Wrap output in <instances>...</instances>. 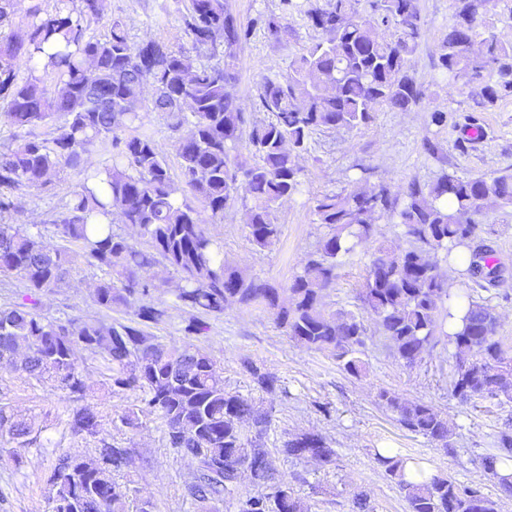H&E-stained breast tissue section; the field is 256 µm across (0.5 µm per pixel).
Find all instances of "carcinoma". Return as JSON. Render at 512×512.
<instances>
[{"mask_svg": "<svg viewBox=\"0 0 512 512\" xmlns=\"http://www.w3.org/2000/svg\"><path fill=\"white\" fill-rule=\"evenodd\" d=\"M489 2L462 0L438 47L444 79L475 86L477 104L484 107L512 97V43L483 26ZM16 5L17 0H0V99L7 101V122L25 135L0 147V218L16 209L20 192L44 189L71 169L82 174L80 189L52 220L60 237L81 244V251L48 249L41 233L0 224V274L19 276L27 288L21 301L0 309V362L13 363L24 351L19 375L53 382L68 402L64 426L70 437L92 444L88 456L55 453L45 482L50 512L156 509L152 499L116 480L130 466L134 449L106 432L99 412L84 403L85 375L74 361L78 347L101 360L112 393L136 395V404L119 417L122 425L134 427L146 406L162 420L166 446L193 461L185 489L197 512L234 500L245 479L256 492L239 512H309L290 485L276 480L269 450L246 431L249 424L262 434L268 413L227 390L207 354L168 346L143 328L166 315L152 303L157 285L147 276L160 265L180 275L176 299L182 307L221 314L230 301L245 307L263 302L288 336L329 353L358 376L363 323L352 312L327 309L324 294L336 278L337 257L348 251L346 237L369 236L383 218L401 224L414 246L398 254L383 246L376 250L358 295L363 307L409 366L422 361L437 337H448L457 362L450 386L458 398L512 401V356L496 339L492 307L467 295L463 326L448 334L449 313L442 310L447 283L431 255L468 246L475 216L512 208V169L478 177L444 173L427 185L409 182L400 196L382 183L320 196L314 211L326 232L295 275L286 304L277 289L226 268L223 244L207 229L239 206L251 242L259 249L272 246L280 235V203L300 192L296 158L307 151L314 132L359 129L384 109L404 112L420 103L423 91L408 70L424 35L416 0H324L307 6L281 0L282 10L303 14L317 37L290 61L288 72L262 79L259 107L268 118L253 122L231 92L238 80L235 48L249 39L251 27L238 21L228 0H188L182 19L191 47L179 49L155 40L136 46L120 20L112 21L103 39L88 35L87 23L102 17L104 0H53L49 11L32 3L18 30ZM254 24L276 41L288 36V24L279 17L261 15ZM220 46L221 59L197 61L203 54L217 56ZM147 87L152 97L146 107ZM147 111L166 116L179 134L177 179L158 151ZM48 125L54 127L50 137L33 133ZM243 141L251 163L235 162L233 152ZM94 151L109 163L82 167ZM189 194L204 210L187 202ZM115 214L137 228L145 247L114 231ZM79 257L104 272L95 285L97 305L110 311L136 303L137 320H61L40 312V297L59 287ZM467 272L481 285L496 273L493 255H471ZM245 368L260 390L276 391L275 376L250 363ZM378 399L406 429L448 445V421L433 406L405 403L388 391ZM3 437L38 451L54 445L0 401ZM281 453L324 464L336 458V449L316 433L292 436ZM406 460L397 452L375 457L404 494L408 512H499L497 501L446 476L407 480ZM498 462H512V431L501 432L482 458L485 472L512 495V482L496 471Z\"/></svg>", "mask_w": 512, "mask_h": 512, "instance_id": "obj_1", "label": "carcinoma"}]
</instances>
